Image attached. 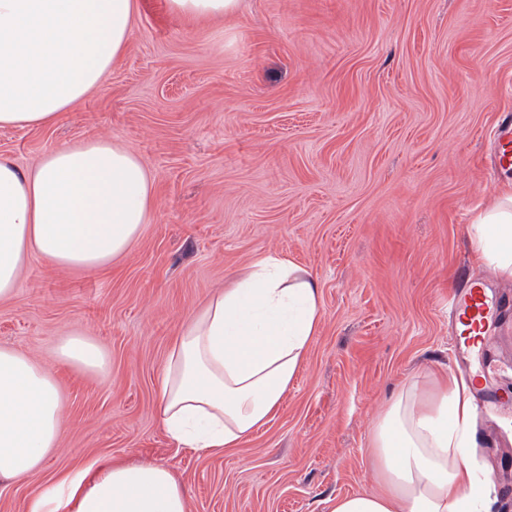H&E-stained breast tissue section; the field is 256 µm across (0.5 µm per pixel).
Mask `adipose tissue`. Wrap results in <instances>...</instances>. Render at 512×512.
Here are the masks:
<instances>
[{"label": "adipose tissue", "instance_id": "adipose-tissue-1", "mask_svg": "<svg viewBox=\"0 0 512 512\" xmlns=\"http://www.w3.org/2000/svg\"><path fill=\"white\" fill-rule=\"evenodd\" d=\"M188 21L221 18L238 0H166ZM137 0H0V127H42L101 86L133 33ZM153 206L141 160L108 140L61 144L29 171L0 159V300L36 256L101 269L138 239ZM478 258L512 277V191L471 224ZM320 323L317 283L292 260L254 261L171 345L159 413L180 446L235 448L278 411ZM392 393L372 448L380 489L336 498L331 512H490L471 383L427 372ZM66 418L54 377L0 347V483L33 474ZM26 512H187L172 472L100 457L58 476Z\"/></svg>", "mask_w": 512, "mask_h": 512}]
</instances>
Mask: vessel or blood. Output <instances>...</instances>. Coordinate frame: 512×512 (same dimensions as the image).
Returning a JSON list of instances; mask_svg holds the SVG:
<instances>
[{"label": "vessel or blood", "mask_w": 512, "mask_h": 512, "mask_svg": "<svg viewBox=\"0 0 512 512\" xmlns=\"http://www.w3.org/2000/svg\"><path fill=\"white\" fill-rule=\"evenodd\" d=\"M492 166L496 174L512 173V113L500 115L492 134ZM501 300L496 283L489 278L466 281L455 293L449 323L459 356H466L472 345L494 349L499 340Z\"/></svg>", "instance_id": "b4317fda"}]
</instances>
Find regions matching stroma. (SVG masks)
I'll use <instances>...</instances> for the list:
<instances>
[{
    "label": "stroma",
    "mask_w": 512,
    "mask_h": 512,
    "mask_svg": "<svg viewBox=\"0 0 512 512\" xmlns=\"http://www.w3.org/2000/svg\"><path fill=\"white\" fill-rule=\"evenodd\" d=\"M512 113V0H240L186 22L138 0L102 85L45 128L0 127V158L32 167L62 143L117 142L153 175L150 221L108 269L35 258L0 300V346L57 380L66 422L40 471L0 487L26 512L59 473L102 456L151 461L189 512H330L373 491V426L390 394L457 371L448 301L489 277L470 237L480 206L512 189L485 136ZM317 279L320 326L275 418L236 448L179 446L158 383L179 331L264 256ZM106 365L59 362L72 335ZM474 463L492 512L512 463V408L483 403Z\"/></svg>",
    "instance_id": "stroma-1"
}]
</instances>
